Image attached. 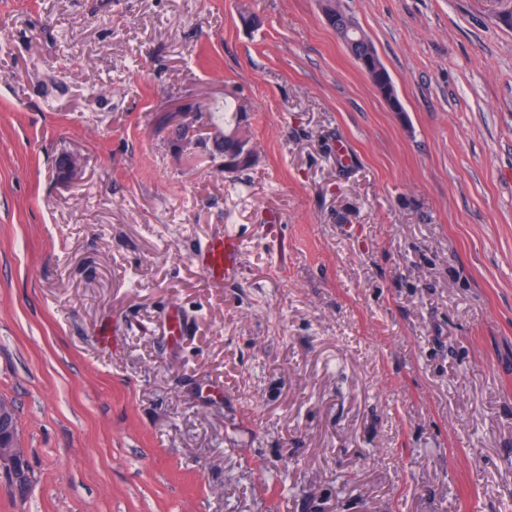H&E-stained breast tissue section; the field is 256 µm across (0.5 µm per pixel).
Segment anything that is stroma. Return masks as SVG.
I'll return each mask as SVG.
<instances>
[{"label":"stroma","mask_w":512,"mask_h":512,"mask_svg":"<svg viewBox=\"0 0 512 512\" xmlns=\"http://www.w3.org/2000/svg\"><path fill=\"white\" fill-rule=\"evenodd\" d=\"M340 3L0 0V512H512V0ZM322 13L323 17L325 19V22L327 23L330 28H332L335 31L336 28V36L343 42V39H349V40H360L358 43L355 44L354 47H352L354 50L360 49L363 45H365L367 42H370L372 47L374 48L376 54L377 50L372 43V41L369 39V37L364 33V31L360 28L358 22L355 20V18L345 11L342 10L341 14V23L344 27L350 26L353 29L345 28L343 39L338 34L337 28L340 26V22L338 21V15H337V7H338V1L334 0H322ZM346 21V23L344 22ZM368 38V39H367ZM379 56V55H378ZM355 60L370 79L373 86L389 101L393 111H401V105L397 97L390 91L388 85L382 79L381 67L374 53L367 51L356 55ZM243 254L241 239L225 228L203 243L194 260L212 282L222 284L237 278ZM0 467L11 472L13 488L22 494L27 486V473L23 448L18 442L17 416L9 400H0Z\"/></svg>","instance_id":"35a3bbf8"}]
</instances>
